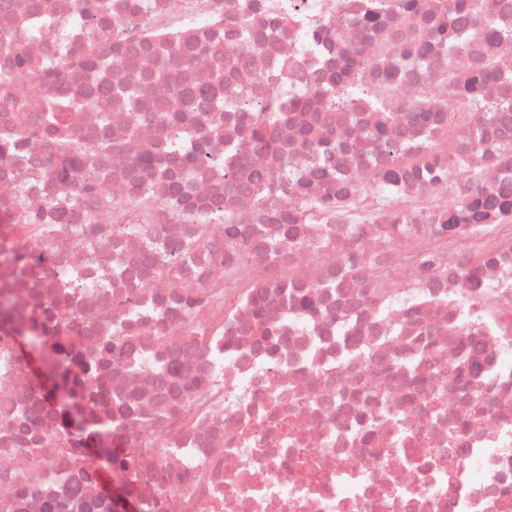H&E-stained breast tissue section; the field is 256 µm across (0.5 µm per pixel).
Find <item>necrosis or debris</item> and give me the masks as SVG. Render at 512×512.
Wrapping results in <instances>:
<instances>
[{
  "instance_id": "4bbe7bcc",
  "label": "necrosis or debris",
  "mask_w": 512,
  "mask_h": 512,
  "mask_svg": "<svg viewBox=\"0 0 512 512\" xmlns=\"http://www.w3.org/2000/svg\"><path fill=\"white\" fill-rule=\"evenodd\" d=\"M108 69L54 88L117 90L152 56L130 59L143 25L191 27L166 78L147 96L163 104L183 81L223 85L221 121L191 106L176 120L130 131L120 99L109 114H68L70 137L118 150L56 175L58 154L40 126L43 63L54 32L29 42L30 64L0 130L28 124L20 140L31 173L0 158V247L19 240L23 259L0 250V296L37 316L70 308L67 368L99 363L121 342L122 360L101 370L110 397L93 407L114 445L139 451L133 471L145 505L160 512H512V213L485 233L438 231L428 215L474 188L512 198V113L486 121L462 113L455 130L408 113L398 139L428 141V160L392 159L367 146L355 121L326 110L314 88L390 85L435 97L442 71L467 81L486 55L512 71V0H491L479 33L448 53L428 19L447 0H418L424 24L397 22L398 0H111ZM86 0H0V39L19 36L28 7L58 21ZM304 98L275 136L287 168L241 150L222 171L187 162L148 173L134 155L193 133L192 152L244 136L243 112L272 93ZM483 125L484 145L467 138ZM295 180L285 184L284 170ZM180 183L190 208L172 215ZM332 193L352 201L329 216L309 205ZM64 195V210L49 202ZM305 212L303 246L279 216ZM42 264L53 281L39 280ZM278 339L260 344L257 326ZM472 430L449 438L461 416ZM63 430L52 402L28 378L11 333L0 332V500L13 512H112L95 465L73 468L53 446Z\"/></svg>"
}]
</instances>
